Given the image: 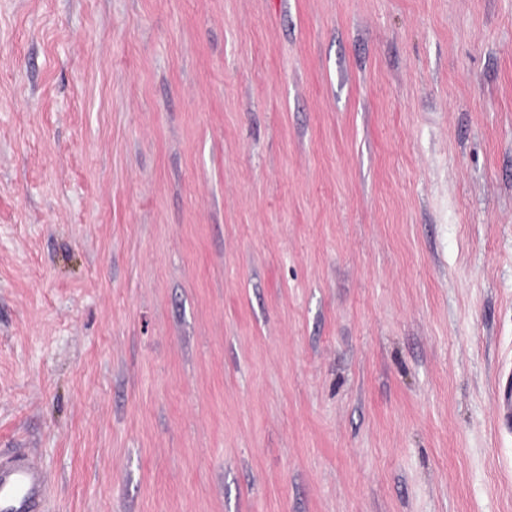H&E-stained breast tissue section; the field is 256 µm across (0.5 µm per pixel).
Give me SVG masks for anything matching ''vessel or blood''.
<instances>
[{
  "label": "vessel or blood",
  "mask_w": 512,
  "mask_h": 512,
  "mask_svg": "<svg viewBox=\"0 0 512 512\" xmlns=\"http://www.w3.org/2000/svg\"><path fill=\"white\" fill-rule=\"evenodd\" d=\"M46 474L30 457H0V512H44Z\"/></svg>",
  "instance_id": "vessel-or-blood-1"
}]
</instances>
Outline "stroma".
<instances>
[{"instance_id":"stroma-1","label":"stroma","mask_w":512,"mask_h":512,"mask_svg":"<svg viewBox=\"0 0 512 512\" xmlns=\"http://www.w3.org/2000/svg\"><path fill=\"white\" fill-rule=\"evenodd\" d=\"M512 0H0V453L46 512H512Z\"/></svg>"}]
</instances>
